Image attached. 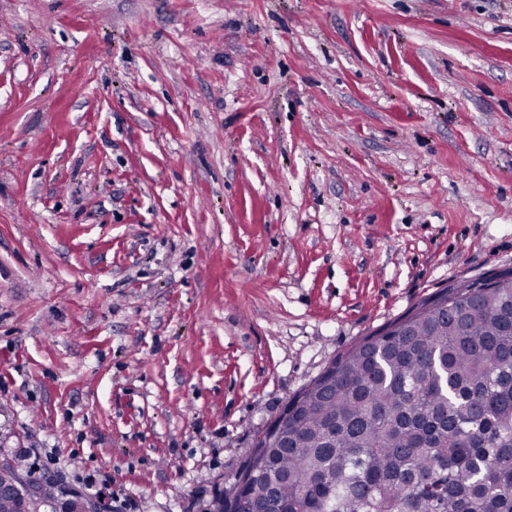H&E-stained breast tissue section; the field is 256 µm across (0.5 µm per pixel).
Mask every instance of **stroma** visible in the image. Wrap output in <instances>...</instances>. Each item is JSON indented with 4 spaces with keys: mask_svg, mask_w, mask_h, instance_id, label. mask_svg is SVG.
<instances>
[{
    "mask_svg": "<svg viewBox=\"0 0 512 512\" xmlns=\"http://www.w3.org/2000/svg\"><path fill=\"white\" fill-rule=\"evenodd\" d=\"M512 270V0H0V457L212 512L290 398Z\"/></svg>",
    "mask_w": 512,
    "mask_h": 512,
    "instance_id": "1",
    "label": "stroma"
}]
</instances>
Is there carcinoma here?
Here are the masks:
<instances>
[{
	"label": "carcinoma",
	"mask_w": 512,
	"mask_h": 512,
	"mask_svg": "<svg viewBox=\"0 0 512 512\" xmlns=\"http://www.w3.org/2000/svg\"><path fill=\"white\" fill-rule=\"evenodd\" d=\"M286 431L213 512H512V272L364 338L288 401Z\"/></svg>",
	"instance_id": "cac0c4a2"
}]
</instances>
